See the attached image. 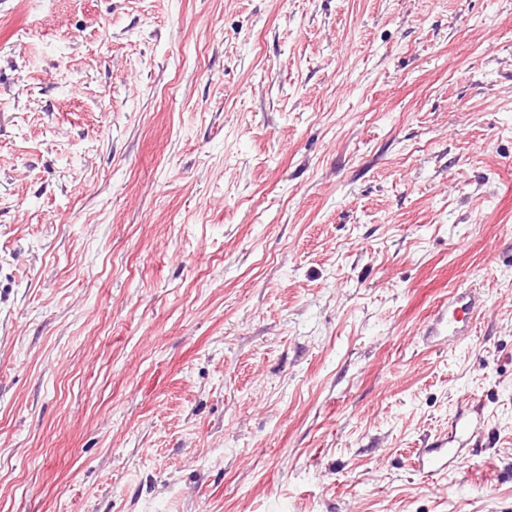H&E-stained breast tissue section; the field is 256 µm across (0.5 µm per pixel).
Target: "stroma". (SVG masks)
<instances>
[{"instance_id":"stroma-1","label":"stroma","mask_w":512,"mask_h":512,"mask_svg":"<svg viewBox=\"0 0 512 512\" xmlns=\"http://www.w3.org/2000/svg\"><path fill=\"white\" fill-rule=\"evenodd\" d=\"M0 512H512V0H0ZM485 306L484 299L475 291L463 289L455 291L448 297V307L439 311L433 321L426 327V339L431 342L465 341L472 335L474 321Z\"/></svg>"}]
</instances>
